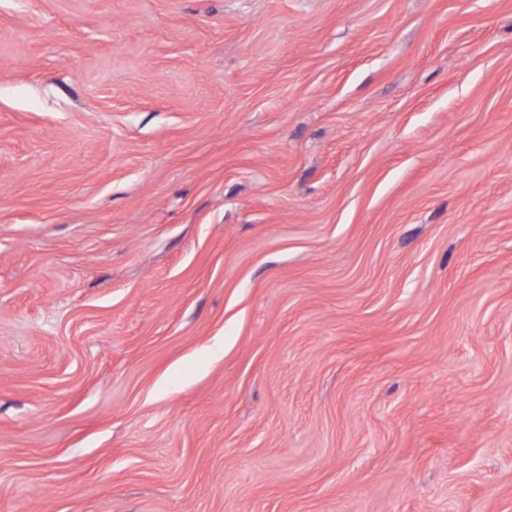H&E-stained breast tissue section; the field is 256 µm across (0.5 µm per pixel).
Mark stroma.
<instances>
[{
	"mask_svg": "<svg viewBox=\"0 0 512 512\" xmlns=\"http://www.w3.org/2000/svg\"><path fill=\"white\" fill-rule=\"evenodd\" d=\"M0 512H512V0H0Z\"/></svg>",
	"mask_w": 512,
	"mask_h": 512,
	"instance_id": "obj_1",
	"label": "stroma"
}]
</instances>
